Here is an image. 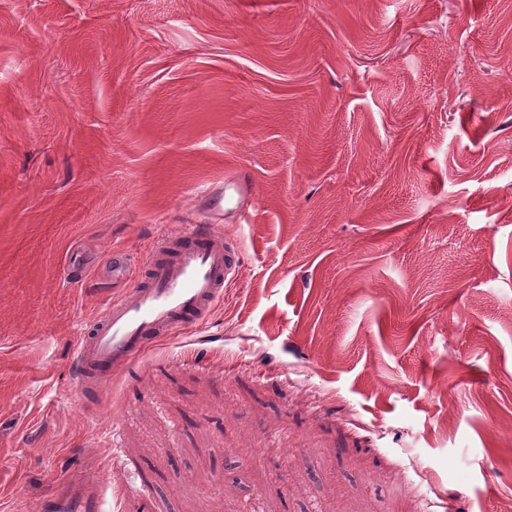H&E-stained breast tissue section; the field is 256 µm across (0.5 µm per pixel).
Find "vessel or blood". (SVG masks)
Wrapping results in <instances>:
<instances>
[{"mask_svg": "<svg viewBox=\"0 0 512 512\" xmlns=\"http://www.w3.org/2000/svg\"><path fill=\"white\" fill-rule=\"evenodd\" d=\"M254 190L252 174L243 169L206 190L202 201L212 223L158 235L138 280L130 278L128 254L113 253L112 281L122 291L80 332L72 382L77 398L103 392L150 346L207 324L242 267L240 241L224 236L217 222L239 220ZM37 512H104V489L93 478L69 480L44 497Z\"/></svg>", "mask_w": 512, "mask_h": 512, "instance_id": "b4317fda", "label": "vessel or blood"}]
</instances>
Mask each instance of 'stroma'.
<instances>
[{"label": "stroma", "mask_w": 512, "mask_h": 512, "mask_svg": "<svg viewBox=\"0 0 512 512\" xmlns=\"http://www.w3.org/2000/svg\"><path fill=\"white\" fill-rule=\"evenodd\" d=\"M241 167L210 326L72 396ZM511 425L512 0H0V512H501ZM104 488L94 478L69 480L61 491L44 497L38 512H104Z\"/></svg>", "instance_id": "1"}]
</instances>
